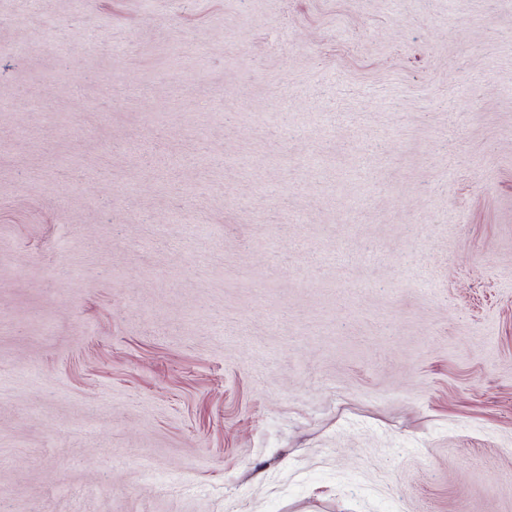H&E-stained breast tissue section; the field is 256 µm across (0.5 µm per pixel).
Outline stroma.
Masks as SVG:
<instances>
[{
    "instance_id": "stroma-1",
    "label": "stroma",
    "mask_w": 512,
    "mask_h": 512,
    "mask_svg": "<svg viewBox=\"0 0 512 512\" xmlns=\"http://www.w3.org/2000/svg\"><path fill=\"white\" fill-rule=\"evenodd\" d=\"M0 500L512 512V0H0Z\"/></svg>"
}]
</instances>
